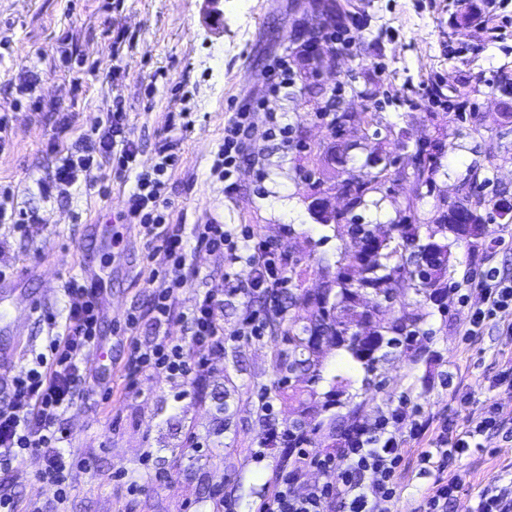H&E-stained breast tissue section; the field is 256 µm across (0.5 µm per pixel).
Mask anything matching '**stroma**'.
<instances>
[{"mask_svg":"<svg viewBox=\"0 0 512 512\" xmlns=\"http://www.w3.org/2000/svg\"><path fill=\"white\" fill-rule=\"evenodd\" d=\"M107 2L0 0V41L6 43L0 48V109L9 108L19 86L34 84L31 101L9 109L13 135L0 150V188L41 219L26 234L0 224V270L7 281L0 288V351L13 356L11 375H25L46 352V316L64 328L69 283L86 285L95 276L104 286L98 352L88 355L84 390L62 415L71 434L68 450L94 456L96 469L75 473L62 504L55 486L38 477L40 456L27 454L13 471L0 472V494L13 496L20 512L31 503L41 512H212L220 485L237 500L239 512H255L288 458L272 434L299 415L290 390L322 394L339 379L336 423L318 427L316 450L334 445L353 408L369 423L405 398L431 418L426 438L412 444L400 466L398 507L413 512L434 480L422 471L420 454L435 446L444 428L479 421L494 404L512 429V392L492 386L504 360L512 358V335L493 320L478 335L462 336L480 294L470 290L465 305L456 294L476 270L494 268L512 278V245L491 243L512 235V219L492 207L497 200L512 202V95L499 86L502 70L512 69V0H496L491 30L477 20L484 0H224L219 18L207 0H121L112 10ZM350 13L359 23L351 50L338 57L320 45L313 57L294 63L291 87L252 112L257 131L274 122L289 125L292 147L259 142L235 175L236 192L225 194L211 168L230 113L259 92L274 57L310 33L331 34ZM121 31L136 42L123 49L119 72H97L96 63ZM65 32L72 37V65L83 72L78 87L54 61ZM437 85L467 91L464 120L449 122L446 111L425 101L404 105V98ZM116 95L125 101L142 168L157 161L171 116L183 109L194 114L193 127L177 145L181 162L169 188L170 221L181 225L193 267L187 285L176 291L177 306L187 312L205 292L216 293L224 301L225 328L241 321L246 306L228 293L223 254L197 248L193 226L249 225L256 239L271 241L287 258L289 288L323 287L322 267L350 266L351 251L345 226L319 223L311 204L319 199L329 211H345L337 186L361 177L368 157L389 163L387 182L356 210L379 236L404 217L439 223L447 206L462 198L461 180L471 169L478 170L482 194L492 201L482 210L486 233L475 245H452L441 304L400 283V300L384 318L404 310L422 313L423 338L416 349L381 360L374 375L345 350L326 345L320 380L295 378L289 388H279L271 345L262 337L226 343L196 385L156 378L128 389L126 361L134 343L152 336L147 314L164 285L153 274L170 268L164 251L150 246L145 228L120 220L135 178H117L105 164L92 170L91 186H78L70 197L48 199L37 188L56 162L51 144L70 145L90 132ZM328 108L373 113L379 129L354 122L335 130L324 116ZM423 142L441 145L442 152L432 190L420 194L410 173L412 154ZM132 311L142 318L129 332L124 320ZM261 390L271 412L257 402ZM193 435L204 445L196 455L188 449ZM155 470L171 472V481L154 486L148 476ZM448 470L462 483L448 512H468L485 485L512 471V441L501 431L484 434ZM118 472L125 482L115 481ZM129 480L138 483L137 492H127Z\"/></svg>","mask_w":512,"mask_h":512,"instance_id":"1","label":"stroma"}]
</instances>
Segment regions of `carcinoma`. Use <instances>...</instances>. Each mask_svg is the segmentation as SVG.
<instances>
[{"label": "carcinoma", "instance_id": "1", "mask_svg": "<svg viewBox=\"0 0 512 512\" xmlns=\"http://www.w3.org/2000/svg\"><path fill=\"white\" fill-rule=\"evenodd\" d=\"M372 124L366 115H354L350 112H336L332 126L339 131L349 122ZM436 144H420L413 153V182L417 189L431 188L437 172ZM386 168L369 172L363 178L347 181L340 185L338 191L349 199L351 207L363 204L366 194L384 178ZM464 182L468 191L462 201L448 206L443 216L444 223L407 224L400 221L391 225L395 233L393 238H380L375 231L361 223V217L347 216L340 213L333 216L335 221L347 222L348 248L356 252L358 266L363 276L354 278L349 269L339 267L336 275L325 282L324 287L315 293L305 291L292 294L284 289L271 293L267 297V327L271 333L273 346V369L278 375V382L286 384L291 378L305 376L308 380L319 378V365L322 344L331 343L343 347L351 357L360 362L367 371H372L380 359L378 352L384 347L392 349H411L419 335L418 323L422 315L404 312L389 325L375 334L369 342H363L352 335L349 322L336 318V302L344 303V309L351 314L358 313L360 297L372 292L386 301L391 309L398 301L395 289L399 281L408 280L416 291L426 294L438 286L447 273L452 261L450 245L442 244L443 258L428 259L429 248L436 242L439 231L450 232L458 239L477 238L485 232V223L477 213L483 198L476 193L477 175L470 174ZM313 304V314L302 319L287 316L288 310L297 306ZM315 443L314 432L309 430V423L301 420L288 429L287 447H311Z\"/></svg>", "mask_w": 512, "mask_h": 512}]
</instances>
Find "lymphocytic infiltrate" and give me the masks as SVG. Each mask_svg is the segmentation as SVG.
Returning <instances> with one entry per match:
<instances>
[{"label":"lymphocytic infiltrate","mask_w":512,"mask_h":512,"mask_svg":"<svg viewBox=\"0 0 512 512\" xmlns=\"http://www.w3.org/2000/svg\"><path fill=\"white\" fill-rule=\"evenodd\" d=\"M257 139L248 110L232 113L213 165L226 180L225 193L234 190L229 178L240 154L254 148ZM138 153L125 112L115 109L107 113L105 126L97 136L88 139L84 148L63 154L39 187L48 196L69 194L81 175L104 161L114 163L117 176L135 172L128 218L148 229L174 267L185 268L188 254L182 231L167 221L171 201L165 194L164 180L168 171L177 167L179 157L171 148H163L159 162L138 172L134 169ZM194 238L198 246L223 253L227 266L248 261L252 276L239 293L251 302L273 289L286 287L285 259L273 244L255 240L252 230H243L237 238L214 221L197 225ZM469 285L479 290L483 306L472 312L465 335H473L486 321L496 318L507 319V331L512 334V283L481 272L471 276ZM67 295L63 334L50 337L48 355L38 356L34 368L13 378L6 397L0 400V471H11L23 454H43L41 477L57 486L62 498L71 489L72 462L63 450L68 431L60 416L80 393L87 355L100 334L98 304L102 290L72 286ZM186 322L191 330L189 339L176 341L160 331L150 343L133 346L125 365L128 387H135L143 376L180 378L190 383L203 377L213 357L224 350L219 299L205 293ZM502 424L497 410L489 409L474 425L444 432L437 447L422 451L421 462L434 475L424 498L425 512H448L449 503L460 489L459 477L445 471L446 460L462 456L476 437L498 430ZM429 429V420L401 404L373 423L344 430L336 447L319 453L290 449L291 461L280 472L259 512H335L339 506L346 507L347 512H393L398 500V468L407 447L426 437ZM312 470L320 473V481H307Z\"/></svg>","instance_id":"f902f5d3"}]
</instances>
